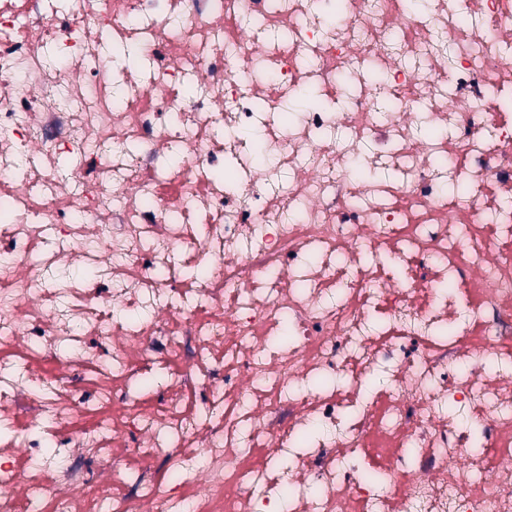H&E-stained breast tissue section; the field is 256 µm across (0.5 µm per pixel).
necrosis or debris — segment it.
I'll return each instance as SVG.
<instances>
[{"label":"necrosis or debris","mask_w":512,"mask_h":512,"mask_svg":"<svg viewBox=\"0 0 512 512\" xmlns=\"http://www.w3.org/2000/svg\"><path fill=\"white\" fill-rule=\"evenodd\" d=\"M334 8L0 0V512H512V0Z\"/></svg>","instance_id":"4bbe7bcc"}]
</instances>
